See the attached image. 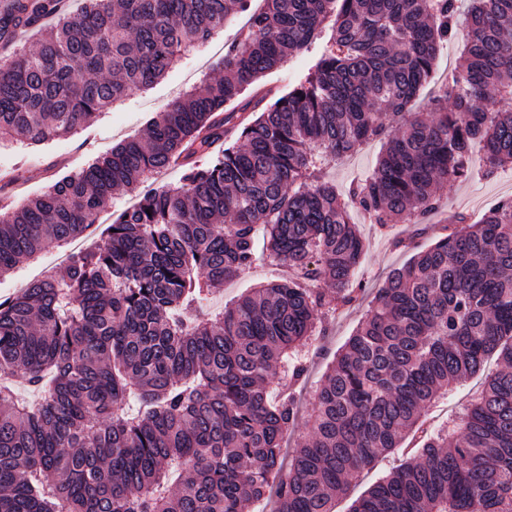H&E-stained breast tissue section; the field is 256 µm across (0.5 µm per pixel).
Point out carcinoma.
<instances>
[{
  "instance_id": "obj_1",
  "label": "carcinoma",
  "mask_w": 512,
  "mask_h": 512,
  "mask_svg": "<svg viewBox=\"0 0 512 512\" xmlns=\"http://www.w3.org/2000/svg\"><path fill=\"white\" fill-rule=\"evenodd\" d=\"M13 0L0 16V139L39 146L146 89L224 22L248 16L217 74L80 171L0 214V276L78 239L135 194L94 247L0 301V512H334L349 477L423 434L350 512H512V199L415 251L378 289L313 397L310 438L272 483L301 402L306 349L356 300V209L417 224L436 188L512 166V0H468L460 72L408 106L455 34L458 0ZM40 29L35 48L19 34ZM314 71L224 145L232 113L290 56ZM386 139L371 175L336 191L330 157ZM177 164V185L139 180ZM266 235L258 255L255 238ZM295 271L198 317L262 257ZM324 280L325 293L311 287ZM486 377L436 433L423 412ZM37 396L20 397L17 385Z\"/></svg>"
}]
</instances>
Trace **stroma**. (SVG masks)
<instances>
[{"label":"stroma","mask_w":512,"mask_h":512,"mask_svg":"<svg viewBox=\"0 0 512 512\" xmlns=\"http://www.w3.org/2000/svg\"><path fill=\"white\" fill-rule=\"evenodd\" d=\"M245 23L246 18L242 15L230 21L223 32L208 44L188 52L161 81L108 108L83 131L56 137L37 147L0 144V213L40 192L62 174L81 169L93 159L109 152L121 140L142 133L147 121L155 113L163 111L171 101L214 74L218 65L215 52L236 40ZM382 148V142L376 140L367 143L351 156L330 161L327 168L328 180L341 191L352 182L365 178L371 173ZM483 167L482 152L473 150L470 158L471 176L438 188L439 205L428 218L430 224L442 227L457 214L465 215L469 223L475 224L499 200L512 197V168L500 169L493 177L485 178L480 174ZM351 219L365 243V253L356 271L357 278L365 281L367 286L364 302L359 306L340 309L333 319L331 333L325 340L329 353L313 360L309 366V378L302 389V401L307 406L313 402L314 390L331 361V353L341 349L359 326L366 311V302L372 300L377 288L382 286L392 269L411 259V251L396 247V240L413 237L421 248L435 241L431 235L416 237L415 227L411 224H396L384 232L377 225L368 223L359 213H352ZM62 254V249H47L35 260L20 263L9 274L1 276L0 300L19 294L45 269L62 266ZM496 367L495 360H488L482 373L454 385L437 402L426 408L424 417L430 427L437 429L446 425L449 419L463 416L469 402L480 389L485 373L494 371ZM414 445L413 438L409 437L402 447L381 455L357 479L352 480L346 494L337 499L336 512H349L356 499L405 462Z\"/></svg>","instance_id":"35a3bbf8"}]
</instances>
